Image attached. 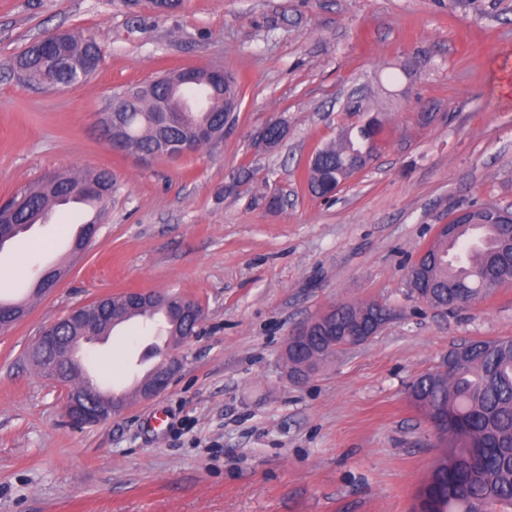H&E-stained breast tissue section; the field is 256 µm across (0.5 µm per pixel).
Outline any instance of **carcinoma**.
<instances>
[{
  "instance_id": "carcinoma-1",
  "label": "carcinoma",
  "mask_w": 512,
  "mask_h": 512,
  "mask_svg": "<svg viewBox=\"0 0 512 512\" xmlns=\"http://www.w3.org/2000/svg\"><path fill=\"white\" fill-rule=\"evenodd\" d=\"M59 38L63 54L98 61L100 50L94 41L71 34H61ZM16 69L24 79L38 84L69 86L80 82L76 73L47 63L28 50L20 53ZM170 90L174 91L178 106L197 93L193 85L174 87L159 76L144 86L129 89L135 94L134 102H114L116 108H126L125 136L143 154L155 153L157 141L149 107L154 97ZM228 92L241 97L237 77L226 71L224 86L205 91L204 110L186 112L185 119L212 125L216 140L223 139L224 125L233 119V114L224 112V94ZM371 98L368 90L349 97L342 111L372 112ZM382 127V121L375 116L357 128L355 135L341 133L335 142L317 150L315 162L307 171L310 190L324 197L350 178L354 174L352 158L361 151V145L375 146ZM89 179L103 187V196L81 197L74 188L83 179L57 175L17 197L10 207L0 211V216L26 229L42 222L56 206L81 202L95 207L112 196V174L101 171ZM436 246L440 257L424 259L419 271L433 285L426 294V303L433 307H460L465 305L466 297L475 301L490 289L512 282V223L458 224L453 234L439 237ZM112 300L111 296L104 297L84 308L97 316L99 334L103 336L133 317L165 314L157 303L120 314L110 308ZM364 310L377 322L390 313L385 304L377 301L332 306L330 322L342 332L313 329L301 353L288 355L292 371L306 378L348 350L350 340L344 329L353 328L356 315ZM408 391L415 407L438 431L446 447L417 493L411 512H512V338L459 345L442 360L440 371L419 376Z\"/></svg>"
}]
</instances>
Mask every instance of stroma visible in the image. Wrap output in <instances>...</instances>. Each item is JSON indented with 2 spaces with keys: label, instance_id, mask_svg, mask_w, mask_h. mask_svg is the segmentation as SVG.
<instances>
[{
  "label": "stroma",
  "instance_id": "stroma-1",
  "mask_svg": "<svg viewBox=\"0 0 512 512\" xmlns=\"http://www.w3.org/2000/svg\"><path fill=\"white\" fill-rule=\"evenodd\" d=\"M62 31L99 44L98 71L66 88L24 81L14 57ZM415 60L417 77L396 76ZM196 67L243 82L223 140L178 159L114 151L98 123L113 93ZM361 84L387 135L316 197L309 160L355 123L340 103ZM275 121L286 135L270 147L259 133ZM101 170L112 195L95 237L0 330V512H410L441 448L409 384L459 344L512 337V283L456 310L409 284L436 225L472 205L512 211V0H182L165 13L149 0H0V202ZM76 223L59 206L13 240L26 268H0L12 294L56 267ZM130 290L200 303L183 368L166 394L71 425L28 352L70 309ZM369 301L394 313L378 335L291 381L289 330ZM152 335L129 321L85 364L119 382Z\"/></svg>",
  "mask_w": 512,
  "mask_h": 512
}]
</instances>
